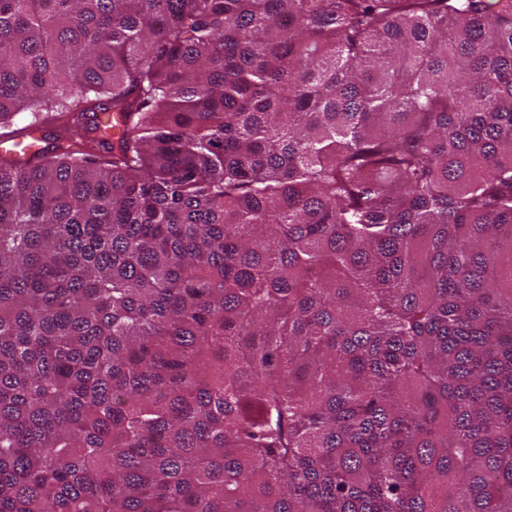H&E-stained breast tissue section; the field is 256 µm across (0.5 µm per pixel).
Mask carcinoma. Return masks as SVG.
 <instances>
[{
	"mask_svg": "<svg viewBox=\"0 0 512 512\" xmlns=\"http://www.w3.org/2000/svg\"><path fill=\"white\" fill-rule=\"evenodd\" d=\"M21 112L0 512H512V0H0ZM44 138L45 129L34 127L20 140L0 142V151L12 153L24 159L37 160L43 155L41 149H43L46 142Z\"/></svg>",
	"mask_w": 512,
	"mask_h": 512,
	"instance_id": "cac0c4a2",
	"label": "carcinoma"
}]
</instances>
